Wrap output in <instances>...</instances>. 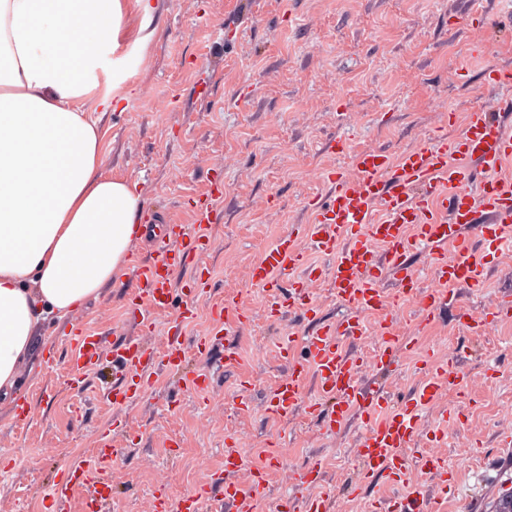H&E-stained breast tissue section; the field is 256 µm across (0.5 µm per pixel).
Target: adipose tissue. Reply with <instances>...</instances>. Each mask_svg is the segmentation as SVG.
<instances>
[{
    "mask_svg": "<svg viewBox=\"0 0 512 512\" xmlns=\"http://www.w3.org/2000/svg\"><path fill=\"white\" fill-rule=\"evenodd\" d=\"M154 0H0V398L38 323L125 276L143 228L136 184L104 173L93 118L147 42Z\"/></svg>",
    "mask_w": 512,
    "mask_h": 512,
    "instance_id": "adipose-tissue-1",
    "label": "adipose tissue"
}]
</instances>
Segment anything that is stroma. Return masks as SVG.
<instances>
[{
  "label": "stroma",
  "instance_id": "35a3bbf8",
  "mask_svg": "<svg viewBox=\"0 0 512 512\" xmlns=\"http://www.w3.org/2000/svg\"><path fill=\"white\" fill-rule=\"evenodd\" d=\"M475 12L484 17L477 26ZM150 26L155 34L136 50L137 72L114 92L118 107L94 115L102 168L141 189V224L161 216L192 231L200 227L189 202L223 179L224 196L214 203L220 219L200 228L213 241L199 258L212 272L210 285L185 336L206 331L216 301L250 308L253 319L210 358L189 354L190 369L210 372L208 390L187 389L182 375L161 367L148 394L117 409L104 388L109 371H89L76 393L62 384L66 363L51 368L46 361L60 335L76 328L110 343L134 333L126 315L131 277L112 281L70 320L40 325L32 368L20 380L37 390L29 427L16 429L13 403H0V512H53L50 485L69 464L90 459L116 412L128 429L114 440L119 456L106 471L113 493L105 512H152L158 496L173 501L209 484L229 443L250 469L266 474L263 512H282L295 474L315 458L324 465L321 489L332 495V512H370L402 488L378 478L361 482L359 419L330 436L306 411L285 421L265 412L288 373L276 341L308 335L316 322L294 308L270 323L248 270L293 225L309 223L310 202L329 192L323 172H350L362 150L399 155L442 125L445 112L461 118L491 105L484 69L512 66V0H157ZM200 61L212 73L205 95L195 90ZM384 289L394 298L398 332L417 335V345L400 355L391 377L367 372L364 380L385 381L402 401L427 377L428 353L454 356L462 373L458 390L424 409L425 434L408 454L407 480L433 490L418 456L469 455L440 512H492L500 493L512 489V447L498 444L512 430L504 410L512 401V319L487 336L468 335L452 312L423 327L418 297L398 294L389 279ZM508 294L512 260L497 263L483 290L461 296L479 313ZM228 348L236 363L222 362ZM243 377L253 380L246 412L237 408ZM445 414L448 439L431 447L427 433ZM281 448L290 457L277 467L271 460Z\"/></svg>",
  "mask_w": 512,
  "mask_h": 512
}]
</instances>
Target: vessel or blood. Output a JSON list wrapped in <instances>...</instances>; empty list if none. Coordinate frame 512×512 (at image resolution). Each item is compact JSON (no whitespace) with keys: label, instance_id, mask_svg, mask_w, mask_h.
<instances>
[{"label":"vessel or blood","instance_id":"b4317fda","mask_svg":"<svg viewBox=\"0 0 512 512\" xmlns=\"http://www.w3.org/2000/svg\"><path fill=\"white\" fill-rule=\"evenodd\" d=\"M512 111V99H499L493 109L468 112L463 130L457 135L433 134L422 146L399 156L381 150L357 154L353 173L328 175L330 198L314 204L312 220L294 232L280 237L268 248L262 260L249 273L253 284L265 292L264 314L276 322L293 307L309 316L319 309L311 301L310 285L329 276L338 300L352 305V313L338 323H325L313 333L295 340L280 337V358L288 365V375L275 387L265 409L285 418L306 408L320 417L326 433H336L352 414H359L363 429L356 452L362 466L363 481L382 477L397 483L407 473L409 449L416 447L422 433V407L432 405L443 388L455 387L458 375L453 360H437L434 375L421 384L401 405H392L382 383L364 384L368 368L392 371L398 351H411L414 337H399L392 321L382 323L380 344L371 357L343 349L342 338L363 335V315L385 311L390 306L383 289L385 278L396 281L401 294L412 293L419 275L407 263L410 252L425 250L429 259V278L433 284L422 294L423 322H430L443 310L459 311L470 335H486L493 323L512 316V300L499 299L484 313L474 316L461 309L460 290L484 287L491 262L512 253V178L504 176L502 166L512 159V128L494 119V111ZM224 194L223 183H216L208 199L197 202V223L212 224L218 219L214 199ZM153 255L136 261L132 268L133 295L128 303L137 332L121 343L107 344L102 337L79 330L65 337L68 348L66 384L80 388L83 376L103 360L112 362V385L108 396L113 404L124 405L143 395L152 383L155 366L181 370L187 360L182 323L196 313L204 294L209 271L195 268L184 282L185 300L181 310L164 331L162 354H155L146 343L156 329V315L168 309L177 274L193 266L195 257L211 248L208 238L182 224L161 222L151 225ZM479 249H472L471 240ZM384 253H377L376 245ZM333 256L330 269L307 264V249ZM295 272L287 294L277 291L278 273ZM250 319L249 311L228 317L214 309L206 335L195 341L197 354H209L222 337L236 335ZM303 346L304 360H296L294 349ZM317 382L315 398L300 401V387L307 375ZM121 419H113L111 435L102 436L91 460L69 467L48 493L51 504L66 502L77 486L87 491L85 512H104L112 497V485L101 478L102 471L116 456L112 434L120 433ZM249 471L251 489L235 480L236 474ZM320 463L303 469L295 483L302 494L301 512H329V494L308 496L309 486L321 483ZM216 481L224 488L222 503L231 512H259L256 496L265 483L261 471L248 468L246 458L233 447L224 450V470ZM386 512H431L427 491L414 489L409 495L390 501Z\"/></svg>","mask_w":512,"mask_h":512}]
</instances>
